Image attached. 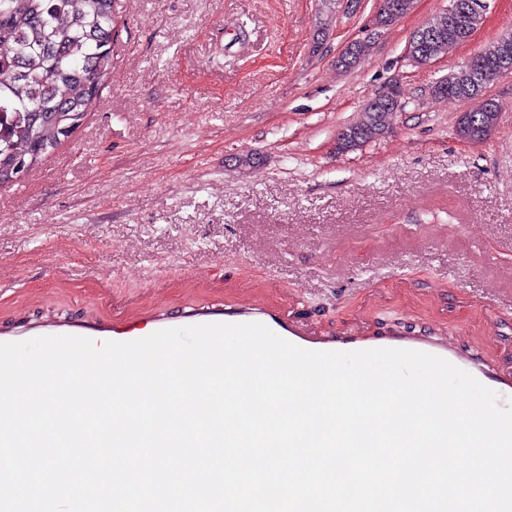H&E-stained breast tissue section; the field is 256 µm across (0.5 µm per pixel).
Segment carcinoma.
Segmentation results:
<instances>
[{
  "label": "carcinoma",
  "mask_w": 512,
  "mask_h": 512,
  "mask_svg": "<svg viewBox=\"0 0 512 512\" xmlns=\"http://www.w3.org/2000/svg\"><path fill=\"white\" fill-rule=\"evenodd\" d=\"M117 0H0V183L8 182L22 160L33 171L65 142L64 128L83 122L94 111L105 85L112 80V43L116 34ZM481 17L455 16L445 9L413 32L408 52L412 62L423 58V32H439V51L465 41ZM506 35L470 57V63L435 83L432 95L456 101L484 97V73L495 69ZM370 44L355 42L338 64L353 69ZM392 112L367 103L363 117L337 135L341 149L375 141L390 130ZM497 105L459 118L457 133L480 140L495 127Z\"/></svg>",
  "instance_id": "carcinoma-1"
}]
</instances>
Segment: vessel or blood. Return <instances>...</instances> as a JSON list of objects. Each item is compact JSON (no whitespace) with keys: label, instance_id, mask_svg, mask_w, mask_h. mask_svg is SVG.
I'll use <instances>...</instances> for the list:
<instances>
[{"label":"vessel or blood","instance_id":"b4317fda","mask_svg":"<svg viewBox=\"0 0 512 512\" xmlns=\"http://www.w3.org/2000/svg\"><path fill=\"white\" fill-rule=\"evenodd\" d=\"M190 324L260 323L274 333L301 348L312 351H356L378 348L407 349L442 357L472 375L486 387L496 389L500 400L512 398V376L496 371L478 358L459 355L454 344L434 342L413 332L398 331L387 337L353 334L336 339L317 335L307 326L289 322L287 316L266 310L256 302L245 300L225 308L188 315ZM175 318L159 313H148L141 324L130 325L117 320L112 324L111 338L116 342H130L154 332L175 327Z\"/></svg>","mask_w":512,"mask_h":512}]
</instances>
